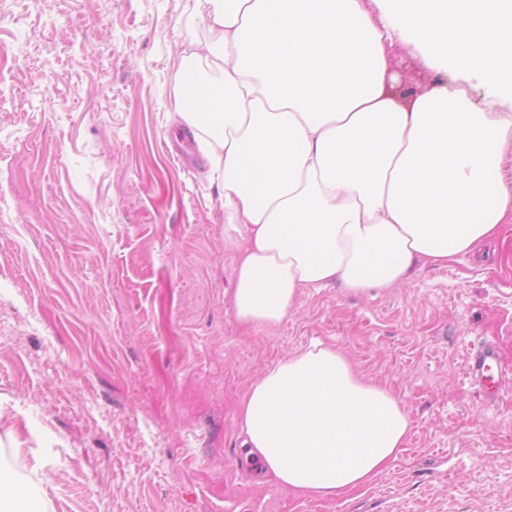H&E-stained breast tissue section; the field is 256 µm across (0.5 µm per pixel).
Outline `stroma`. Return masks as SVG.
I'll return each instance as SVG.
<instances>
[{
    "instance_id": "stroma-1",
    "label": "stroma",
    "mask_w": 512,
    "mask_h": 512,
    "mask_svg": "<svg viewBox=\"0 0 512 512\" xmlns=\"http://www.w3.org/2000/svg\"><path fill=\"white\" fill-rule=\"evenodd\" d=\"M205 8L0 0V451L49 512H512V245L242 327L221 189L164 144ZM395 69L402 99L448 81L415 50ZM314 338L412 419L349 501L288 492L239 448L243 391ZM487 346L494 392L466 370Z\"/></svg>"
}]
</instances>
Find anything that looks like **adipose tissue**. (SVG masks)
Listing matches in <instances>:
<instances>
[{
  "label": "adipose tissue",
  "mask_w": 512,
  "mask_h": 512,
  "mask_svg": "<svg viewBox=\"0 0 512 512\" xmlns=\"http://www.w3.org/2000/svg\"><path fill=\"white\" fill-rule=\"evenodd\" d=\"M206 3L211 37L181 67L213 71L220 92L176 93L173 109L222 189L240 325H279L308 288H388L504 241L512 0ZM398 45L452 83L400 102ZM237 421L265 473L318 499L367 487L411 433L396 393L319 339L268 367ZM0 512H47L17 467L0 480Z\"/></svg>",
  "instance_id": "adipose-tissue-1"
}]
</instances>
